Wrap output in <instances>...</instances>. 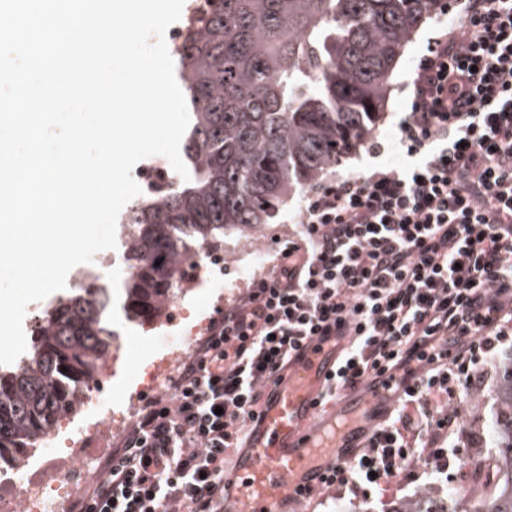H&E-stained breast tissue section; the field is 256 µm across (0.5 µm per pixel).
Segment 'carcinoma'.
I'll return each instance as SVG.
<instances>
[{
    "mask_svg": "<svg viewBox=\"0 0 512 512\" xmlns=\"http://www.w3.org/2000/svg\"><path fill=\"white\" fill-rule=\"evenodd\" d=\"M175 52L191 121L179 178L132 204L122 284L126 321L144 324L182 291L176 267L224 232L257 229L277 204L359 144L388 100L405 47L441 0H207ZM160 265H155L157 260ZM116 332L112 297L90 282L41 312L28 350L0 367V464L80 403ZM67 372H62V368ZM493 430L499 480L468 509L512 512V357Z\"/></svg>",
    "mask_w": 512,
    "mask_h": 512,
    "instance_id": "1",
    "label": "carcinoma"
}]
</instances>
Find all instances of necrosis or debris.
<instances>
[{
    "instance_id": "necrosis-or-debris-1",
    "label": "necrosis or debris",
    "mask_w": 512,
    "mask_h": 512,
    "mask_svg": "<svg viewBox=\"0 0 512 512\" xmlns=\"http://www.w3.org/2000/svg\"><path fill=\"white\" fill-rule=\"evenodd\" d=\"M116 246L97 252L88 267L99 280L114 285L129 270L122 256L128 246L124 224L118 217ZM195 336L172 337L168 347L155 351L156 367L146 382L126 385L122 396L105 406L95 398L82 397L67 417L66 433L50 431L42 436L26 459L0 468V512H50L66 508L75 494L72 474L92 475L112 455V437L135 419L145 397L172 385L182 361L194 348Z\"/></svg>"
}]
</instances>
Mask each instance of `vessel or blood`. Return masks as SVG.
Returning <instances> with one entry per match:
<instances>
[{"label":"vessel or blood","instance_id":"1","mask_svg":"<svg viewBox=\"0 0 512 512\" xmlns=\"http://www.w3.org/2000/svg\"><path fill=\"white\" fill-rule=\"evenodd\" d=\"M350 341L344 329L312 337L273 376L266 405L224 469L222 512H302L297 489L318 484L328 464L350 462L386 418L395 402L372 377L321 402Z\"/></svg>","mask_w":512,"mask_h":512}]
</instances>
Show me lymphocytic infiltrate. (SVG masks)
I'll return each mask as SVG.
<instances>
[{"instance_id": "lymphocytic-infiltrate-1", "label": "lymphocytic infiltrate", "mask_w": 512, "mask_h": 512, "mask_svg": "<svg viewBox=\"0 0 512 512\" xmlns=\"http://www.w3.org/2000/svg\"><path fill=\"white\" fill-rule=\"evenodd\" d=\"M412 81L408 168L318 180L299 228L215 319L172 395L150 399L74 512H219L224 463L291 353L349 328L336 386L367 375L400 405L319 494L464 466L462 407L512 355V0H450Z\"/></svg>"}]
</instances>
